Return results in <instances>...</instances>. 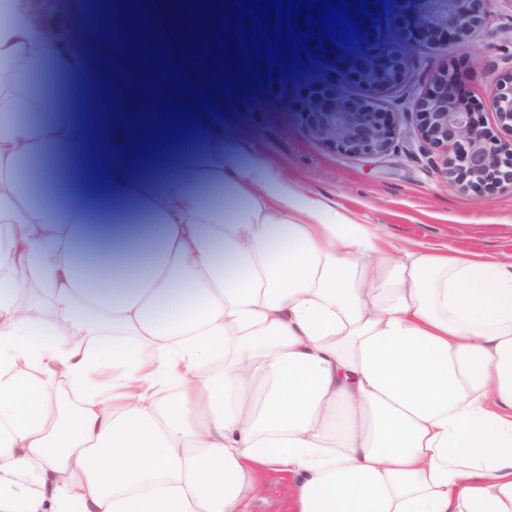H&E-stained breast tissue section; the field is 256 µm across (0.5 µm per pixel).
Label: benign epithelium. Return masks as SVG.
I'll list each match as a JSON object with an SVG mask.
<instances>
[{
	"label": "benign epithelium",
	"instance_id": "7a95c632",
	"mask_svg": "<svg viewBox=\"0 0 512 512\" xmlns=\"http://www.w3.org/2000/svg\"><path fill=\"white\" fill-rule=\"evenodd\" d=\"M488 0H397L395 25L405 40H391L378 21L374 6L371 17L357 13L362 36L348 47L329 39L309 40L307 48L325 57L334 67L335 79L315 85L306 101L313 117L311 134L320 142L350 157L376 156L391 147L397 130V113L383 102L386 94L401 86L411 64L413 44L425 29L452 32L470 40L484 26L483 4ZM322 49H316V46ZM357 78L369 95L352 99L345 92L349 77ZM432 87L413 101L417 135L428 157L447 186L482 194L512 190V141L487 136L476 113L466 109L463 94L446 72L431 76ZM490 99L500 127L512 133V70L491 84Z\"/></svg>",
	"mask_w": 512,
	"mask_h": 512
}]
</instances>
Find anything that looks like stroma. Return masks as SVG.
I'll use <instances>...</instances> for the list:
<instances>
[{"mask_svg":"<svg viewBox=\"0 0 512 512\" xmlns=\"http://www.w3.org/2000/svg\"><path fill=\"white\" fill-rule=\"evenodd\" d=\"M162 5L182 36L185 52L203 53L193 63L194 77L223 99L236 125L278 160L289 182L307 192L333 197L341 210L396 241L455 245L512 261V190L478 196L448 188L425 156L412 117L405 114L408 88L419 86L426 71L444 68L478 108L487 134L502 137L484 88L512 67V0H489L486 25L470 41H449L447 54H438L428 41H421L417 65L407 74L404 87L386 99L388 107L399 114L391 148L362 158L346 156L310 133L305 117L309 90L333 78L324 59L306 56L271 71L266 58L255 57L249 46L244 56L250 68L234 69L222 57L206 58L211 49H227V42L218 41L214 30L229 28V21H217L200 0H162ZM196 27L204 33L199 47L193 42ZM261 483L262 491L250 512H287L288 480L268 471L262 474Z\"/></svg>","mask_w":512,"mask_h":512,"instance_id":"35a3bbf8","label":"stroma"}]
</instances>
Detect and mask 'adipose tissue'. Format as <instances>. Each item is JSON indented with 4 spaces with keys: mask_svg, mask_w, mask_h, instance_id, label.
I'll return each mask as SVG.
<instances>
[{
    "mask_svg": "<svg viewBox=\"0 0 512 512\" xmlns=\"http://www.w3.org/2000/svg\"><path fill=\"white\" fill-rule=\"evenodd\" d=\"M49 7L0 0V512H512V262L301 192L158 0ZM262 491L251 503L250 512H286L291 487L288 480L274 471L264 472L261 477Z\"/></svg>",
    "mask_w": 512,
    "mask_h": 512,
    "instance_id": "obj_1",
    "label": "adipose tissue"
}]
</instances>
